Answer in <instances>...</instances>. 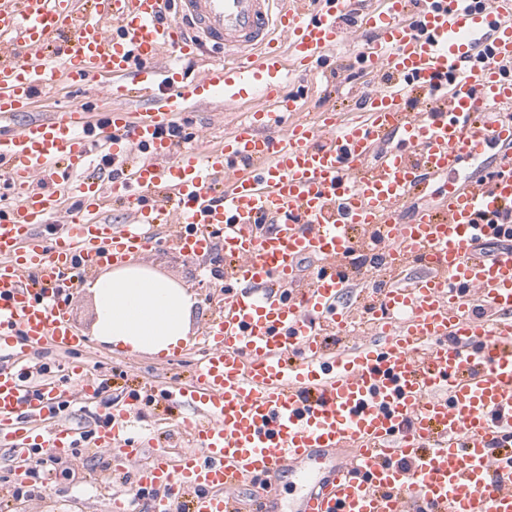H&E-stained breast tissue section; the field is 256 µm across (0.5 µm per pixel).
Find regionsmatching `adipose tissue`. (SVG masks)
Segmentation results:
<instances>
[{
    "mask_svg": "<svg viewBox=\"0 0 512 512\" xmlns=\"http://www.w3.org/2000/svg\"><path fill=\"white\" fill-rule=\"evenodd\" d=\"M102 341L129 351L171 352L189 334L194 301L182 286L150 267L130 263L100 275L90 286Z\"/></svg>",
    "mask_w": 512,
    "mask_h": 512,
    "instance_id": "ef3b65f1",
    "label": "adipose tissue"
}]
</instances>
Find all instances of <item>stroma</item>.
I'll return each mask as SVG.
<instances>
[{
    "instance_id": "1",
    "label": "stroma",
    "mask_w": 512,
    "mask_h": 512,
    "mask_svg": "<svg viewBox=\"0 0 512 512\" xmlns=\"http://www.w3.org/2000/svg\"><path fill=\"white\" fill-rule=\"evenodd\" d=\"M362 42L346 50L329 53L319 61L321 81L306 80L301 71H292L288 88L301 95L302 119L316 120L320 111L335 107L337 113L357 114L365 94L377 89L378 72L362 67L357 59ZM253 100L227 105L219 100L189 104L185 123L202 131L210 143L248 120L256 109ZM134 262L152 267L160 275L185 286L196 304L191 318L189 340H196L214 319L224 303V294L232 285L225 276L223 249L209 255L189 258L174 246L148 249L136 253ZM96 271L77 275V288L70 304V318L78 332L88 341L86 349L65 354L52 348L36 351L30 358L32 368L47 366V376H34V383L50 379L70 387L58 414L59 423L75 429L81 455L76 461L58 459L40 451L42 460L37 477L18 473L8 449L0 448V512H111L112 498L119 495L134 499L139 512H145L148 499L138 498L135 483L136 465L126 471L110 468L106 452L95 447V425L75 385L74 367L98 375L111 384L113 402L125 405L139 425L151 433L157 444L177 452L192 447L188 432L180 430L182 408L167 400L162 389L187 384L194 378L198 352L178 347L172 354H131L102 343L94 332L96 309L87 284L95 280ZM315 474L296 466L285 471L271 486L269 498L278 512H297L303 496L313 486Z\"/></svg>"
}]
</instances>
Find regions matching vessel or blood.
Wrapping results in <instances>:
<instances>
[{"instance_id": "vessel-or-blood-1", "label": "vessel or blood", "mask_w": 512, "mask_h": 512, "mask_svg": "<svg viewBox=\"0 0 512 512\" xmlns=\"http://www.w3.org/2000/svg\"><path fill=\"white\" fill-rule=\"evenodd\" d=\"M176 2L171 20L166 0H0V178L16 196L0 209V350L84 349L66 300L76 263L109 267L160 247L163 226L201 257L219 226L238 288L203 332L195 383L171 393L197 415L193 448L174 465L155 452L139 469L159 491L152 512L191 491L193 512H239L241 482L266 484L301 461L320 478L298 512H512V460L491 446H512V251L488 260L475 249L496 235L477 214L512 206V122L497 118L512 108L499 68L512 61V0H380L360 12L361 61L382 87L364 120L328 109L315 124L287 123L303 105L285 86L291 68L313 71L347 43L351 0ZM208 45L222 60L195 77L179 68ZM68 83L96 87L103 106L6 131L45 88ZM416 91L430 102L421 113L406 109ZM217 96L264 105L217 145L173 137L188 102ZM95 153L110 161L106 178L69 184ZM489 154L501 176L456 182ZM443 177L440 207L402 222L401 204ZM67 184L78 206L51 225ZM114 200L129 223L104 219ZM373 241L392 276L366 294L382 337L329 349L316 323L347 334L339 272ZM305 257L318 266L295 293ZM65 395L56 384L29 392L0 367V446L67 455L69 429L34 427ZM128 423L122 411L98 429L117 465L140 453ZM321 448L355 454L327 469ZM265 484L255 512H273Z\"/></svg>"}]
</instances>
